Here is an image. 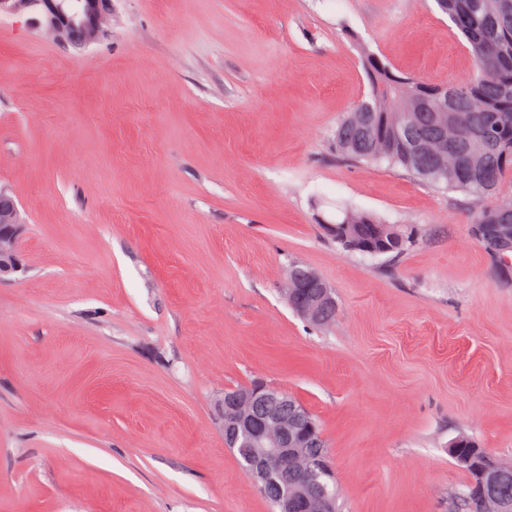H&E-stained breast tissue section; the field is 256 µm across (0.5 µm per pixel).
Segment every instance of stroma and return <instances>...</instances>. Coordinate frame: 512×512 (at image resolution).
<instances>
[{
	"instance_id": "35a3bbf8",
	"label": "stroma",
	"mask_w": 512,
	"mask_h": 512,
	"mask_svg": "<svg viewBox=\"0 0 512 512\" xmlns=\"http://www.w3.org/2000/svg\"><path fill=\"white\" fill-rule=\"evenodd\" d=\"M356 35L409 77L473 73L434 0H112L84 49L0 15V185L27 217L0 512H271L218 411L254 382L318 419L343 512H450L462 434L512 463V277L463 194L337 159ZM336 202L418 239L345 251ZM295 262L333 291L326 327L288 305Z\"/></svg>"
}]
</instances>
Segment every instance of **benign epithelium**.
Masks as SVG:
<instances>
[{"mask_svg": "<svg viewBox=\"0 0 512 512\" xmlns=\"http://www.w3.org/2000/svg\"><path fill=\"white\" fill-rule=\"evenodd\" d=\"M112 0H0V13L39 9L40 26L56 40L89 46L100 40ZM25 217L13 195L0 187V281L22 271L20 239ZM224 431L248 436L254 452L245 472L259 492L271 496L277 512H336L329 489L332 470L326 449L314 439L311 414L275 387L255 384L221 401ZM449 454L470 471V496L489 512H512V501L495 496L506 466L485 450L466 452L452 443Z\"/></svg>", "mask_w": 512, "mask_h": 512, "instance_id": "7a95c632", "label": "benign epithelium"}]
</instances>
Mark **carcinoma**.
<instances>
[{
  "mask_svg": "<svg viewBox=\"0 0 512 512\" xmlns=\"http://www.w3.org/2000/svg\"><path fill=\"white\" fill-rule=\"evenodd\" d=\"M439 9L466 40L475 58L469 80L452 87L448 126L438 112V95L430 82L399 75L360 40L369 94L336 124L337 158L352 163L400 167L422 181L469 196L474 223L485 227L482 249L498 265L503 255L495 239L512 240V198L488 195L512 171V0H436ZM461 137L470 172L451 156L438 161L417 151L412 141L438 140L443 129ZM325 223L338 228L332 235L343 248L363 245L394 257L407 251L416 231L353 208L336 210Z\"/></svg>",
  "mask_w": 512,
  "mask_h": 512,
  "instance_id": "cac0c4a2",
  "label": "carcinoma"
}]
</instances>
